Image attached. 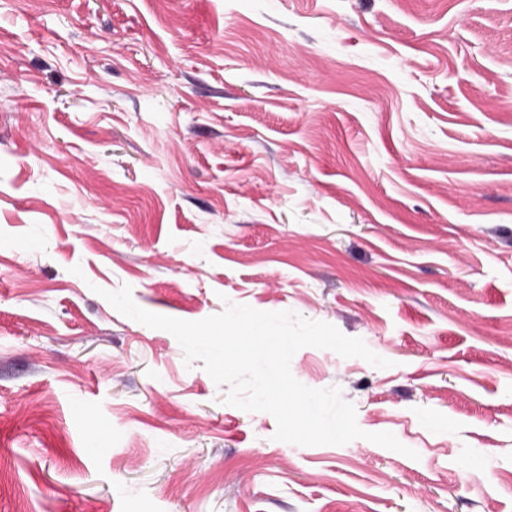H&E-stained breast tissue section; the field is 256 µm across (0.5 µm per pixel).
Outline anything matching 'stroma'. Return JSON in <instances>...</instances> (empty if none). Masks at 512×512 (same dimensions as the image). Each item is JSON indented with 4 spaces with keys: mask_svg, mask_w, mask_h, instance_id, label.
<instances>
[{
    "mask_svg": "<svg viewBox=\"0 0 512 512\" xmlns=\"http://www.w3.org/2000/svg\"><path fill=\"white\" fill-rule=\"evenodd\" d=\"M225 302L370 441L275 440ZM0 512H512V0H0Z\"/></svg>",
    "mask_w": 512,
    "mask_h": 512,
    "instance_id": "35a3bbf8",
    "label": "stroma"
}]
</instances>
